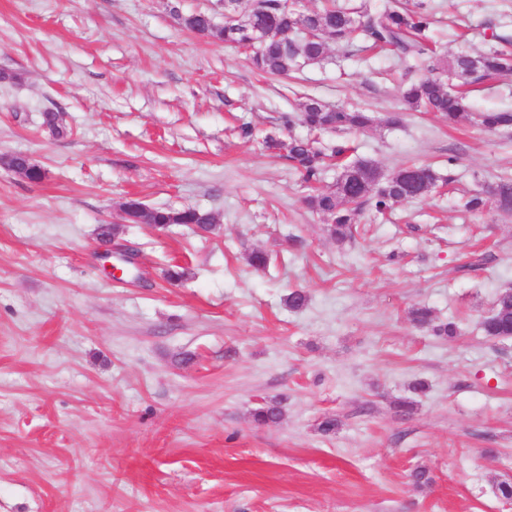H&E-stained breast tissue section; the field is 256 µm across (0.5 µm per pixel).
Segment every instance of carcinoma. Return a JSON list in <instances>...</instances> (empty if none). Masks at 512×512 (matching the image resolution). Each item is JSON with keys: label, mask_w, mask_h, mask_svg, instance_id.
<instances>
[{"label": "carcinoma", "mask_w": 512, "mask_h": 512, "mask_svg": "<svg viewBox=\"0 0 512 512\" xmlns=\"http://www.w3.org/2000/svg\"><path fill=\"white\" fill-rule=\"evenodd\" d=\"M264 3L263 9L245 15L240 21L226 20L222 27L202 12L189 13L180 20L185 29L199 36H214L228 45L246 49L255 29L270 31L251 55L254 68L269 75H286L301 61L323 59L330 45L356 40L374 48L389 49L401 60L421 55L424 51L421 39L431 24L430 14L422 10L420 3L415 10L386 4L379 10L367 12L340 6L336 0H324L321 8L302 17L285 9L281 0H264ZM437 66L459 85L477 86L502 72L512 71V56L496 50L476 56L459 53L438 60ZM403 98L410 107L434 112L450 123L467 112L464 92L450 91L427 76L411 84L403 92ZM300 121L311 131L351 132L372 126L375 118L363 111L329 108L319 99L307 96L300 103ZM476 121L490 132L512 130L511 111L480 112L476 114ZM271 146L287 152L288 159L306 182L320 181L325 152L315 143L291 137L286 142L273 141ZM6 164L32 183L43 181L41 169L28 166L18 155L10 156ZM411 171L429 188L440 181L437 171L429 165L405 166L385 177L371 162L358 160L343 168L336 177L335 187L315 190L308 204L313 211L326 217L330 236L343 241L352 236L353 225L365 206L382 213L396 203L419 199L407 189L406 173ZM508 201H512V179H502L486 190L471 194L464 207L469 212H484L492 207L504 211V203ZM121 211L126 223L151 224L158 230L173 224H193L205 233L216 229L215 217L195 207L147 210L140 201L129 198L122 203ZM496 301L498 312L485 318L481 328L488 337L505 339L512 336V289L501 291ZM412 317L416 325L430 329L435 336L457 335L455 325L435 323L432 311L425 306L413 308ZM281 416V408L276 402H267L253 413L254 421L267 425L277 423Z\"/></svg>", "instance_id": "1"}]
</instances>
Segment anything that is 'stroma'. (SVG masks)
Listing matches in <instances>:
<instances>
[{"mask_svg": "<svg viewBox=\"0 0 512 512\" xmlns=\"http://www.w3.org/2000/svg\"><path fill=\"white\" fill-rule=\"evenodd\" d=\"M401 2L432 15L426 54L333 45L273 76L179 25L223 18L221 0H0V512H512L498 494L512 482V339L480 328L512 288V213L463 208L512 178V134L401 97L434 57L512 50V0ZM306 94L376 118L324 146L449 182L363 210L337 242L266 145L306 136ZM467 101L511 110L512 71ZM47 111L70 135L43 126ZM17 153L41 183L4 166ZM130 197L210 211L217 227L123 223ZM112 225L137 255L120 282L96 256ZM256 249L266 270L248 263ZM295 289L300 311L285 303ZM416 305L458 336L417 328ZM270 401L281 420L256 424Z\"/></svg>", "mask_w": 512, "mask_h": 512, "instance_id": "stroma-1", "label": "stroma"}]
</instances>
